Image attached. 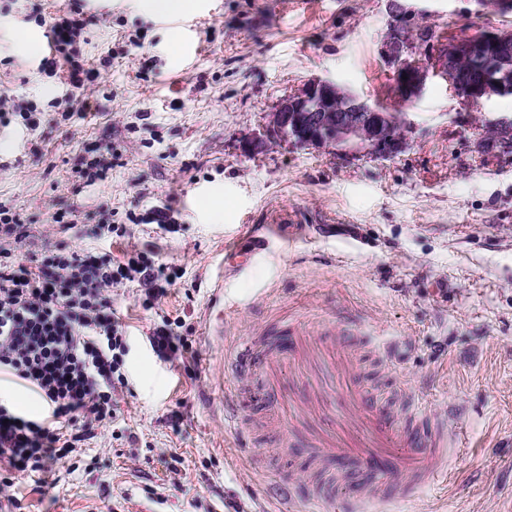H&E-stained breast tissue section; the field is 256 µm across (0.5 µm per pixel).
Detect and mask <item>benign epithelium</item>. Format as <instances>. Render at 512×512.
<instances>
[{"mask_svg":"<svg viewBox=\"0 0 512 512\" xmlns=\"http://www.w3.org/2000/svg\"><path fill=\"white\" fill-rule=\"evenodd\" d=\"M391 17L383 42V56L393 68L391 96L408 102L424 89L429 74L446 78L464 104L482 103L512 94V28L450 36L434 54L415 56L399 0H388ZM274 137L298 147L327 149L346 156L385 160L407 146L406 113L373 106L335 83L313 78L281 99L269 113ZM495 132L492 144L512 151V115L485 123Z\"/></svg>","mask_w":512,"mask_h":512,"instance_id":"obj_1","label":"benign epithelium"}]
</instances>
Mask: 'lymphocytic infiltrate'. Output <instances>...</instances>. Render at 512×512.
Returning a JSON list of instances; mask_svg holds the SVG:
<instances>
[{
	"label": "lymphocytic infiltrate",
	"instance_id": "1",
	"mask_svg": "<svg viewBox=\"0 0 512 512\" xmlns=\"http://www.w3.org/2000/svg\"><path fill=\"white\" fill-rule=\"evenodd\" d=\"M86 21L76 6L63 7L51 28L54 53L42 69L55 73L66 60L65 102L97 76L79 58L77 41ZM163 275L147 257L113 266L111 258L78 251L63 240L49 244L30 265L0 262V370L32 385L51 409L49 418L30 419L0 405V486L16 477L49 472L69 459L94 425L111 421L112 391L123 383L124 336L112 311V285Z\"/></svg>",
	"mask_w": 512,
	"mask_h": 512
}]
</instances>
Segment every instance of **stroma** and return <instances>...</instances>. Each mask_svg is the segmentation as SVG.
I'll return each mask as SVG.
<instances>
[{
    "mask_svg": "<svg viewBox=\"0 0 512 512\" xmlns=\"http://www.w3.org/2000/svg\"><path fill=\"white\" fill-rule=\"evenodd\" d=\"M67 2L0 0V89L37 120L13 118L0 138V202L27 230L11 253L28 262L54 239L55 213L72 209L70 247L116 265L143 253L171 279L157 300L139 281L113 286L127 340L118 418L55 465L54 487L17 477L20 512H309L289 490L329 463L300 448L268 457L282 430L266 403L225 424L227 394L244 389L229 361L291 323L312 336L336 328L343 311L368 339L369 391L387 403L405 386L425 410L456 406L462 440L447 482L422 479L367 512H512V154L487 150L479 126L512 114V96L464 105L431 75L402 106L412 128L398 155L300 149L271 136L266 115L309 79L391 105L386 0H219L211 13L190 0L169 23L148 0H105L80 40L100 76L89 111L69 119L67 63L47 76L12 37L50 31ZM403 3L438 33L512 26L482 0ZM184 21L198 32L191 57ZM93 158L108 169L89 183L79 171ZM159 211L171 223H147ZM108 223L118 236L97 238ZM230 249L248 263L225 264ZM219 280L220 325L208 308ZM166 322L191 353H156L150 337Z\"/></svg>",
    "mask_w": 512,
    "mask_h": 512,
    "instance_id": "obj_1",
    "label": "stroma"
}]
</instances>
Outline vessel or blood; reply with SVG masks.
<instances>
[{"instance_id": "obj_1", "label": "vessel or blood", "mask_w": 512, "mask_h": 512, "mask_svg": "<svg viewBox=\"0 0 512 512\" xmlns=\"http://www.w3.org/2000/svg\"><path fill=\"white\" fill-rule=\"evenodd\" d=\"M236 369L246 380L262 377L286 435L298 436L315 459L346 462L363 475L354 495L332 473L307 488L318 512H362L366 503L413 495L421 476L446 479L448 454L459 444L447 416L420 410L409 394L405 416L381 406L363 383L349 337L292 330L282 340L249 343Z\"/></svg>"}]
</instances>
